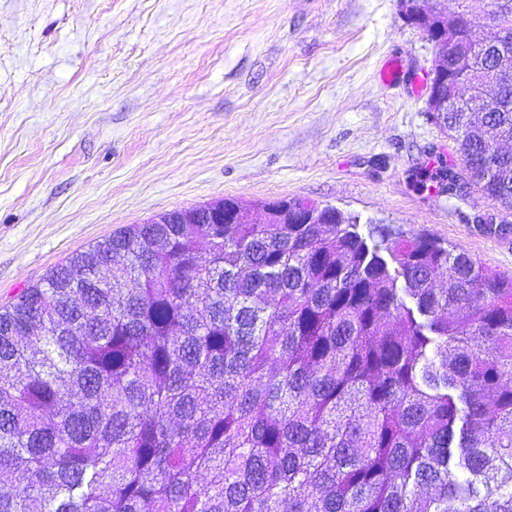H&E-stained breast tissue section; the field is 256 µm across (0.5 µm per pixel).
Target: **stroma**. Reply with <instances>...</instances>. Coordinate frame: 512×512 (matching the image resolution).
<instances>
[{
    "label": "stroma",
    "instance_id": "obj_1",
    "mask_svg": "<svg viewBox=\"0 0 512 512\" xmlns=\"http://www.w3.org/2000/svg\"><path fill=\"white\" fill-rule=\"evenodd\" d=\"M435 50L398 0H0V309L131 224L303 199L512 274V213L432 121ZM401 58L406 79L383 84ZM510 225L487 236L476 217Z\"/></svg>",
    "mask_w": 512,
    "mask_h": 512
}]
</instances>
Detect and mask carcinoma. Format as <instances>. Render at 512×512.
<instances>
[{
	"label": "carcinoma",
	"mask_w": 512,
	"mask_h": 512,
	"mask_svg": "<svg viewBox=\"0 0 512 512\" xmlns=\"http://www.w3.org/2000/svg\"><path fill=\"white\" fill-rule=\"evenodd\" d=\"M500 96L443 128L511 211ZM279 205L131 224L0 310V512H512V278Z\"/></svg>",
	"instance_id": "carcinoma-1"
}]
</instances>
